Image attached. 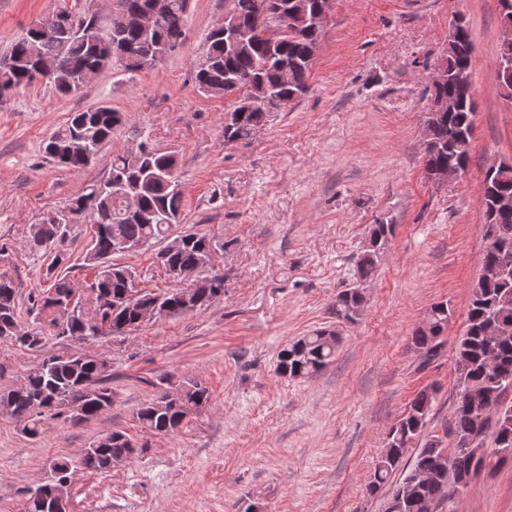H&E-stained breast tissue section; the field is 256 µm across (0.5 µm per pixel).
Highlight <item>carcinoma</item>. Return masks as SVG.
<instances>
[{
    "label": "carcinoma",
    "mask_w": 512,
    "mask_h": 512,
    "mask_svg": "<svg viewBox=\"0 0 512 512\" xmlns=\"http://www.w3.org/2000/svg\"><path fill=\"white\" fill-rule=\"evenodd\" d=\"M237 2L241 16L236 24L247 36L233 42L224 32L211 30L206 53L195 67L194 80L198 91L206 95L235 94L229 108L231 119L224 124V141L242 143L250 140L258 125L267 123L278 102L297 99L308 90L314 62L309 46L320 40L322 31L311 27L306 15L319 11L324 0H265L268 9L261 20L247 5L248 0ZM146 3L147 0H122V6L109 14L105 26L93 14L77 12L66 3L59 6L52 16L77 33L62 41L46 39L29 28L16 39L7 53L10 63L0 64V106L7 104L16 90L36 84L32 72L46 62H62L43 81L63 96L91 83L109 57L112 65H119L130 74L149 69L182 43L188 0H170L168 14L143 27L135 15ZM454 22L456 38L443 53L448 65V82L430 86V97L452 102V110L426 113L431 148L425 155V170L429 175L448 165L464 170L470 160L475 117L472 40L464 19L458 17ZM124 122L122 112L106 105L73 112L44 142V153L62 167L79 172L86 168L84 148L100 152ZM126 195L136 199V212H128L123 200ZM182 199L178 160L142 142L138 150L113 157L108 175L89 182L69 201L68 207L75 212L72 223L89 226L90 249L85 260L97 267V271L89 284L95 304L90 312L80 309L66 322L68 337L89 341L108 334L127 335L143 323L141 310L149 305L156 307V317L167 318L200 312L224 296V279L218 280L216 273L205 270L210 247L218 241L206 233L180 228ZM484 205L485 224L501 231V241L497 249L484 253L482 267L512 266V210H494L489 199L484 200ZM68 232L67 224H39L31 230V247L61 246ZM172 234L180 243L168 249L164 243ZM391 235L392 225L384 220L371 225L369 237L377 248L360 255L358 280L366 281L374 276L378 254ZM154 246L158 247L157 264L168 275L176 269H202L204 284L195 289L190 299H184L176 288L141 293L132 268L110 261L115 254ZM65 260V253L57 251L48 266V280L52 284L31 298L33 306L53 313L56 305L71 300L76 284L59 270ZM128 292L138 293L133 304L98 312L96 300L101 295H110L116 302ZM507 295L512 296V277L508 276L498 279L481 276L471 290L466 329L456 346L455 370L459 377L451 414L453 448L442 447L436 437L420 442L436 400V389L432 386L415 394L409 408L387 432L385 446L392 449L393 455L376 460L368 491L377 493L401 468L406 454L416 450L413 466L391 492V496L401 497V512H435L438 505L453 496V492L438 483L412 482L415 474L434 472L448 463L465 474L486 467V455L474 457L466 446L469 439L476 437L481 443L490 436L495 453L505 449L512 452V412L504 413L485 433L473 411L461 403L463 395L476 394L491 404L505 392L490 362L512 371V332L494 335L500 325L512 327V304L502 303ZM17 297L15 281L0 274V340L37 354L39 360L20 384L0 390V413L22 424V432L30 437L41 434L47 417H65L78 424L103 414L112 406L107 361L94 354L78 351L60 354L47 349L42 333L22 325ZM365 300L360 288L342 290L336 296V317L355 320ZM451 315L448 304L436 303L413 331L412 344L425 357L435 356L443 345L441 337ZM335 356L336 336L325 329L313 330L279 352L277 371L286 378H308L327 367ZM208 400V389L189 380L174 389L168 386L159 389L141 405L136 418L145 433L169 435L178 431L191 414L206 406ZM145 447L146 444H138L126 431L112 429L100 434L84 449L79 464L90 472H107L112 462L126 461ZM72 466V460L65 457L51 460L50 480H68ZM46 488L48 485L44 484L27 491L23 512H47Z\"/></svg>",
    "instance_id": "carcinoma-1"
}]
</instances>
